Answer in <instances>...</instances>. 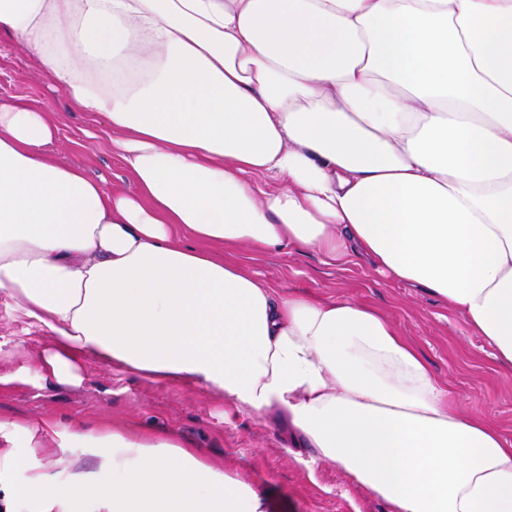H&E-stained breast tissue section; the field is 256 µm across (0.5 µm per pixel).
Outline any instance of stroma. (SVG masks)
<instances>
[{
  "label": "stroma",
  "instance_id": "35a3bbf8",
  "mask_svg": "<svg viewBox=\"0 0 512 512\" xmlns=\"http://www.w3.org/2000/svg\"><path fill=\"white\" fill-rule=\"evenodd\" d=\"M0 99L50 109L58 126L51 146L64 163L81 165L106 187L133 190L128 172L108 145L106 127L70 111L65 94L41 74L36 60L0 36ZM239 261L277 292L307 290L323 298L363 302L387 316L426 361L457 411L495 423L512 440V369L468 329L447 302L423 287L380 273L353 253L332 262L317 249L244 250ZM46 333L19 318L0 295V371L34 364ZM55 417L94 430L106 425L140 436L176 434L183 447L231 467L259 486L269 512H383V503L310 449L290 452L288 428L268 415L236 410L215 390L161 385L118 368L88 366L77 387L44 389L38 378L0 393V420Z\"/></svg>",
  "mask_w": 512,
  "mask_h": 512
}]
</instances>
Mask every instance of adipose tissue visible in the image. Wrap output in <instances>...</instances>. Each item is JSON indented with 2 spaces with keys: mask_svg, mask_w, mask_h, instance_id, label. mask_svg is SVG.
<instances>
[{
  "mask_svg": "<svg viewBox=\"0 0 512 512\" xmlns=\"http://www.w3.org/2000/svg\"><path fill=\"white\" fill-rule=\"evenodd\" d=\"M2 32L105 118L136 186L57 161L48 113L0 101V295L48 332L45 384L92 361L212 388L386 512H512V441L388 320L214 251L356 249L512 368V0H0ZM43 437L71 468L0 456V512H268L172 439L0 420L10 447Z\"/></svg>",
  "mask_w": 512,
  "mask_h": 512,
  "instance_id": "obj_1",
  "label": "adipose tissue"
}]
</instances>
